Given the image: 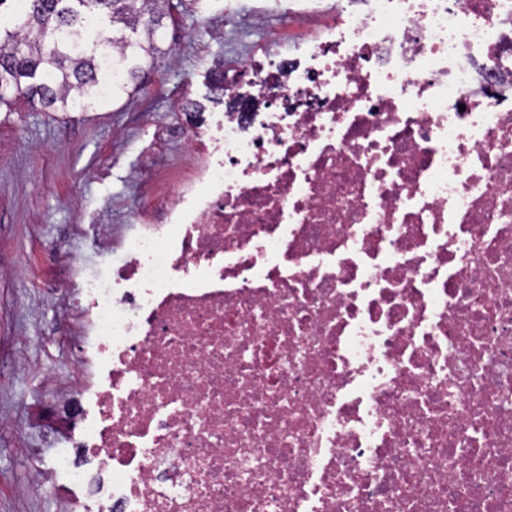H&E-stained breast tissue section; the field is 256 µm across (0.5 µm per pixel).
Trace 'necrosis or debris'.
<instances>
[{
    "label": "necrosis or debris",
    "mask_w": 512,
    "mask_h": 512,
    "mask_svg": "<svg viewBox=\"0 0 512 512\" xmlns=\"http://www.w3.org/2000/svg\"><path fill=\"white\" fill-rule=\"evenodd\" d=\"M73 264L58 512H512V0H336Z\"/></svg>",
    "instance_id": "obj_1"
}]
</instances>
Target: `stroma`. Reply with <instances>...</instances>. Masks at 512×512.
Segmentation results:
<instances>
[{
    "label": "stroma",
    "mask_w": 512,
    "mask_h": 512,
    "mask_svg": "<svg viewBox=\"0 0 512 512\" xmlns=\"http://www.w3.org/2000/svg\"><path fill=\"white\" fill-rule=\"evenodd\" d=\"M259 11L280 26L275 0H172L170 52L143 91L84 114L52 117L22 102L0 112V512H56L28 483L64 434L45 391L68 368L64 340L79 326L61 318L65 296L52 282L74 260L110 264L98 228L137 223L193 177L181 131L227 108L217 88L225 66L294 49L299 28L269 45L250 23Z\"/></svg>",
    "instance_id": "obj_1"
}]
</instances>
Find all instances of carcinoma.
<instances>
[{"instance_id": "1", "label": "carcinoma", "mask_w": 512, "mask_h": 512, "mask_svg": "<svg viewBox=\"0 0 512 512\" xmlns=\"http://www.w3.org/2000/svg\"><path fill=\"white\" fill-rule=\"evenodd\" d=\"M170 0H0V109L88 112L131 96L164 53ZM121 77L113 79V71Z\"/></svg>"}]
</instances>
